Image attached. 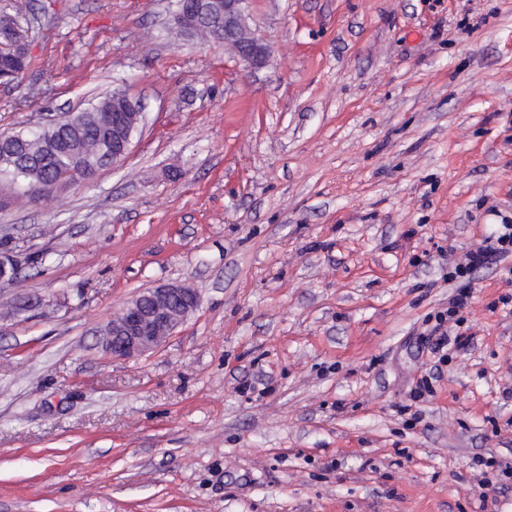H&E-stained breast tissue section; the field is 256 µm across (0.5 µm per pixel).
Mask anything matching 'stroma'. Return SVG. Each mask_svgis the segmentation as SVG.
Listing matches in <instances>:
<instances>
[{
	"mask_svg": "<svg viewBox=\"0 0 512 512\" xmlns=\"http://www.w3.org/2000/svg\"><path fill=\"white\" fill-rule=\"evenodd\" d=\"M176 2L0 0L30 61L0 133L115 88L146 114L93 180L0 192V512H512L472 468L512 453L500 267L472 345L410 398L445 257L512 216V0H248L257 70L177 36ZM171 282L196 313L105 355ZM200 305L195 290L181 283L146 288L101 330L99 344L113 358H134L157 350Z\"/></svg>",
	"mask_w": 512,
	"mask_h": 512,
	"instance_id": "stroma-1",
	"label": "stroma"
}]
</instances>
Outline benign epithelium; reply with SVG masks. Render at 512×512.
Listing matches in <instances>:
<instances>
[{"label": "benign epithelium", "mask_w": 512, "mask_h": 512, "mask_svg": "<svg viewBox=\"0 0 512 512\" xmlns=\"http://www.w3.org/2000/svg\"><path fill=\"white\" fill-rule=\"evenodd\" d=\"M247 0H196L190 9L178 8L176 25L188 37L210 38L206 28L217 33L213 42L230 49L250 68H260L269 48L245 18ZM144 113L121 90L112 91V162L124 159ZM200 305L197 292L181 283L146 288L129 301L101 330L99 344L114 358H134L157 350Z\"/></svg>", "instance_id": "1"}]
</instances>
